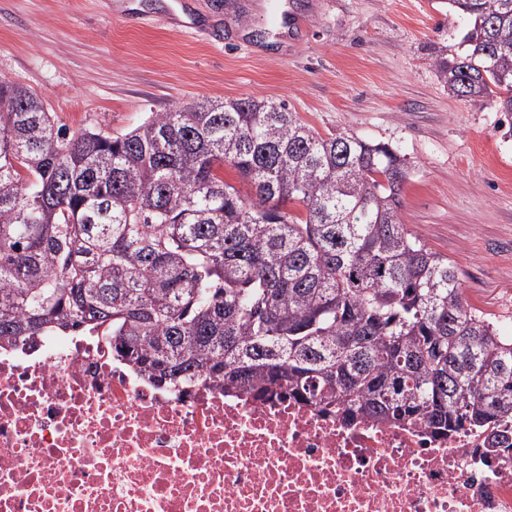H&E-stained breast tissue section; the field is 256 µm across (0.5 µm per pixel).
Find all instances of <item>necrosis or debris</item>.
Wrapping results in <instances>:
<instances>
[{
  "label": "necrosis or debris",
  "instance_id": "1",
  "mask_svg": "<svg viewBox=\"0 0 512 512\" xmlns=\"http://www.w3.org/2000/svg\"><path fill=\"white\" fill-rule=\"evenodd\" d=\"M483 446L169 391L101 334L0 341V512H512V452Z\"/></svg>",
  "mask_w": 512,
  "mask_h": 512
}]
</instances>
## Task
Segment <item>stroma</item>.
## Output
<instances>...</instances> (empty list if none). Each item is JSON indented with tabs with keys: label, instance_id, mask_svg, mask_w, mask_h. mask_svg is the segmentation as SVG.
I'll return each mask as SVG.
<instances>
[{
	"label": "stroma",
	"instance_id": "35a3bbf8",
	"mask_svg": "<svg viewBox=\"0 0 512 512\" xmlns=\"http://www.w3.org/2000/svg\"><path fill=\"white\" fill-rule=\"evenodd\" d=\"M284 15L305 22L283 34ZM466 27L445 0H0V77L69 133L252 96L321 135L392 145L409 166L403 224L510 336L512 136L497 98L456 97L433 66L435 50L463 53Z\"/></svg>",
	"mask_w": 512,
	"mask_h": 512
}]
</instances>
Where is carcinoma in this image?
Masks as SVG:
<instances>
[{
  "label": "carcinoma",
  "mask_w": 512,
  "mask_h": 512,
  "mask_svg": "<svg viewBox=\"0 0 512 512\" xmlns=\"http://www.w3.org/2000/svg\"><path fill=\"white\" fill-rule=\"evenodd\" d=\"M450 93L511 119L512 0H448ZM234 169L246 197L224 180ZM405 159L283 104L202 98L67 136L0 78V340L99 332L158 385L293 398L349 421L489 427L512 452V336L401 221ZM303 206L305 217L288 205Z\"/></svg>",
  "instance_id": "carcinoma-1"
}]
</instances>
